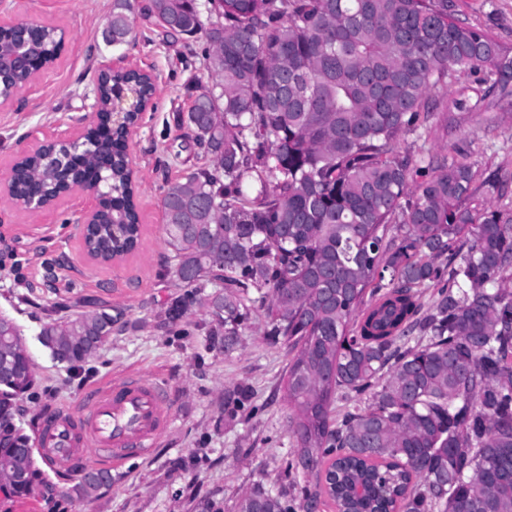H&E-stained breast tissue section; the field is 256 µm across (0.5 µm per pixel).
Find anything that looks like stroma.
I'll return each instance as SVG.
<instances>
[{"mask_svg":"<svg viewBox=\"0 0 512 512\" xmlns=\"http://www.w3.org/2000/svg\"><path fill=\"white\" fill-rule=\"evenodd\" d=\"M112 4L0 0V14L67 34L54 65L21 91L17 104L0 107V171L84 115L107 51L102 31ZM448 11L512 49V0H448ZM134 17V38L120 53L157 82L154 106L128 143L137 171L140 245L119 263L88 259L74 224L90 202L82 191L39 215L0 200V314L17 325L34 367L35 383L16 418L32 441H39L51 410L80 409L87 390L129 372L163 386L169 425L147 456L112 466L111 486L92 497L78 496L73 480H60L53 498L37 491L12 499L7 512H237L245 492L305 482L289 467L297 445L285 396L290 357L266 339L264 309L252 307L242 344L229 354L222 337L210 335L212 317L202 304L191 303L178 321L167 317L185 289L171 274L162 189L206 161L176 116L208 80V43L201 34L167 35L142 12ZM493 81L487 69L448 79L427 127L403 136L401 147L417 158L465 150L475 200L512 208V98L499 97ZM103 310L112 315V335L81 373L58 363L42 344L39 332L48 319ZM240 389L245 400L228 412V396Z\"/></svg>","mask_w":512,"mask_h":512,"instance_id":"35a3bbf8","label":"stroma"}]
</instances>
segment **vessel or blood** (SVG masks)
I'll return each instance as SVG.
<instances>
[{"instance_id": "vessel-or-blood-1", "label": "vessel or blood", "mask_w": 512, "mask_h": 512, "mask_svg": "<svg viewBox=\"0 0 512 512\" xmlns=\"http://www.w3.org/2000/svg\"><path fill=\"white\" fill-rule=\"evenodd\" d=\"M164 389L138 376L88 391L84 411L57 410L41 429L40 453L52 470L73 475L147 453L167 426Z\"/></svg>"}]
</instances>
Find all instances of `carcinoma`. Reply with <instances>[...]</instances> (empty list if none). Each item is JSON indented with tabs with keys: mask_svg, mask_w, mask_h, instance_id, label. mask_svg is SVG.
Instances as JSON below:
<instances>
[{
	"mask_svg": "<svg viewBox=\"0 0 512 512\" xmlns=\"http://www.w3.org/2000/svg\"><path fill=\"white\" fill-rule=\"evenodd\" d=\"M160 26L209 44L213 82L178 114V127L224 141L208 164L163 187L164 232L185 287L216 291L203 303L240 342L255 303L264 335L291 355V468L306 477L298 503L254 489L237 512H512V210L463 207L473 195L467 157L418 161L400 137L426 127L439 86L488 68L512 97V59L488 33L448 14V0H158ZM108 47L133 34L130 0H113ZM63 31L46 26L28 46L57 58ZM0 29V53H17ZM104 100L138 75H102ZM71 166L105 194L100 220L133 234L123 147L102 168ZM401 216L397 234L388 224ZM467 235V250L456 241ZM440 283L428 309L420 288ZM0 494L53 486L17 400L34 372L20 333L0 315ZM54 358L80 364L112 336L102 311L46 322ZM371 392L336 418V401ZM105 469L81 474L90 497Z\"/></svg>",
	"mask_w": 512,
	"mask_h": 512,
	"instance_id": "obj_1",
	"label": "carcinoma"
}]
</instances>
